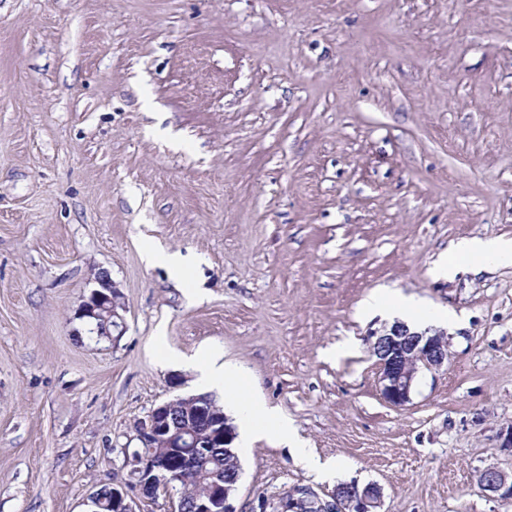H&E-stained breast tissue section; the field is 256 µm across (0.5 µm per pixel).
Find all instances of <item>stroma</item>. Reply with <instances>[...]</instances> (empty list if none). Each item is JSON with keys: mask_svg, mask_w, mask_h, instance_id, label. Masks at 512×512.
Listing matches in <instances>:
<instances>
[{"mask_svg": "<svg viewBox=\"0 0 512 512\" xmlns=\"http://www.w3.org/2000/svg\"><path fill=\"white\" fill-rule=\"evenodd\" d=\"M498 236L512 0H0V512H86L203 349L338 468L239 446L237 512L352 481L381 512H512L476 480L512 471V267L435 275ZM101 268L115 341L76 317ZM382 289L453 317L402 407L360 313Z\"/></svg>", "mask_w": 512, "mask_h": 512, "instance_id": "35a3bbf8", "label": "stroma"}]
</instances>
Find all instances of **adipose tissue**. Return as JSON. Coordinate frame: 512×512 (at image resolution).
<instances>
[{"instance_id": "1", "label": "adipose tissue", "mask_w": 512, "mask_h": 512, "mask_svg": "<svg viewBox=\"0 0 512 512\" xmlns=\"http://www.w3.org/2000/svg\"><path fill=\"white\" fill-rule=\"evenodd\" d=\"M461 260L476 264L490 262L498 266H512V239H474L457 246L453 259L444 258L438 263L439 274L453 276L457 263ZM363 310L400 318L413 329L420 328L423 320L435 315L433 309L414 299L385 293L371 295L365 300ZM196 365L204 386H220L228 394L230 410L238 419L242 443L273 437L278 443L291 449L297 463L302 467L313 471L319 478H332L331 468L321 464L311 450L306 448L286 416L277 408L268 406L260 397L244 396L245 381L236 366L221 360L219 355L208 350L198 352Z\"/></svg>"}]
</instances>
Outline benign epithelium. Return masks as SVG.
I'll return each mask as SVG.
<instances>
[{
	"label": "benign epithelium",
	"mask_w": 512,
	"mask_h": 512,
	"mask_svg": "<svg viewBox=\"0 0 512 512\" xmlns=\"http://www.w3.org/2000/svg\"><path fill=\"white\" fill-rule=\"evenodd\" d=\"M125 304L108 272L94 278V287L80 306L79 318L104 326L103 335L120 336L126 328ZM370 349L380 366L381 395L393 406L411 400L419 375L448 364V339L441 331L427 328L412 331L395 323L381 333H373ZM235 432L224 408L211 395L176 396L153 407L136 427L139 447L125 452L128 480L112 485L113 512H136V503L126 488L140 495H152L154 488L167 481L166 473L188 461L200 462L217 442L232 444ZM205 485L193 499V512H236L233 505L239 481H227L218 471L204 474ZM477 483L489 496L512 501V474L489 466L478 470ZM381 489L371 483L358 487L347 496L334 490L322 499L310 488L290 498L300 504L314 499L319 512H378Z\"/></svg>",
	"instance_id": "obj_1"
}]
</instances>
